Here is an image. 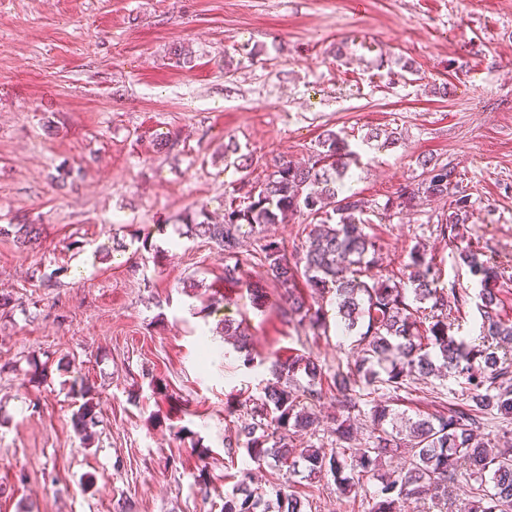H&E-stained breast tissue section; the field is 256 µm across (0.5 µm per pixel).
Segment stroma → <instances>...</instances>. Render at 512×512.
<instances>
[{
    "label": "stroma",
    "instance_id": "stroma-1",
    "mask_svg": "<svg viewBox=\"0 0 512 512\" xmlns=\"http://www.w3.org/2000/svg\"><path fill=\"white\" fill-rule=\"evenodd\" d=\"M178 42L193 69L177 66ZM372 128L401 138L377 148ZM327 129L359 154L350 190L380 206L415 182L419 157L455 166L477 205L469 238L512 270V0H0V225L43 228L33 250L0 235V293L15 300L0 311V512H220L245 459L224 440L259 405L268 362L308 353L327 379L354 362L353 337L283 320L255 239L230 283L211 244L176 233L195 206L221 218L273 158L307 162ZM162 133L177 139L167 155ZM228 141L248 172L217 154ZM62 164L76 176L60 191ZM447 208L417 198L364 231L386 277L424 248L440 286L468 295L459 333L473 340L478 286L436 229ZM226 317L243 320L255 368L225 340ZM79 375L98 403L87 445L72 425ZM465 402L434 378L397 408ZM404 461L347 497L329 475L294 491L312 512H367Z\"/></svg>",
    "mask_w": 512,
    "mask_h": 512
}]
</instances>
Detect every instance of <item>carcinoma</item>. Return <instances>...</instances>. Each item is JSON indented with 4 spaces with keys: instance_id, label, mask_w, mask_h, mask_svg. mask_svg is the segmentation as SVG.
Instances as JSON below:
<instances>
[{
    "instance_id": "obj_1",
    "label": "carcinoma",
    "mask_w": 512,
    "mask_h": 512,
    "mask_svg": "<svg viewBox=\"0 0 512 512\" xmlns=\"http://www.w3.org/2000/svg\"><path fill=\"white\" fill-rule=\"evenodd\" d=\"M354 155L346 138L327 130L307 163L274 160L271 173L250 186L241 203L233 198L224 206V223H212L204 208L189 211L180 219L178 237L204 239L224 255L226 281L238 279L243 227L254 232L297 213L319 219L297 261L288 258L280 241L265 236L259 238V251L267 275L285 287L280 307L286 319L328 331L323 302L331 294L336 304V332L357 337L359 346L354 365L339 368L332 376L338 406L333 432L338 447L327 451L301 439L317 431L315 408L321 399L318 385L322 380L317 361L304 354L271 362L275 381L266 384L260 405L250 420L237 426L224 447L245 450L249 460L259 465L271 460L290 476L301 473L306 479H315L329 473L344 496L358 489L360 474L375 473L381 458L400 451L408 454L407 468L382 481L369 512H404L408 502L427 498L436 505L448 501L463 459L478 487L471 498L459 504L457 512H512V436L501 443L480 432L482 415L494 410L512 415V383L508 379L512 358L504 353L512 348V320L502 316L499 299L500 288L512 282V273L465 242L475 201L459 184L455 167L432 158L419 159L417 183L402 189L398 198L404 203L421 195L448 198L439 235L455 247L458 264L467 268L480 286V343L455 335L456 313L466 299L454 290L437 287L439 269L425 251L414 246L409 252L408 288L375 271V245L363 230L365 215L374 211L373 204L356 192L343 195L348 159ZM0 234H12L19 245L27 247L37 243L40 227L25 222L0 225ZM300 274L306 278L305 294L296 291ZM422 301L430 306L429 313L420 317L413 303ZM224 335L233 338L243 354V365L253 367L242 323L224 319ZM299 373L307 377L306 383L299 382ZM431 376L464 380L469 404L416 419L389 405L374 406L370 440L367 447L357 449L358 470H346L347 444L357 432L354 414L360 412L366 390L385 389L396 394ZM71 390L82 399L73 414L74 427L88 441L87 430L97 423V403L84 378L76 379ZM249 479V470H240L236 487L224 493L221 512H307L304 502L286 492L282 484L273 483L258 493L249 489Z\"/></svg>"
}]
</instances>
